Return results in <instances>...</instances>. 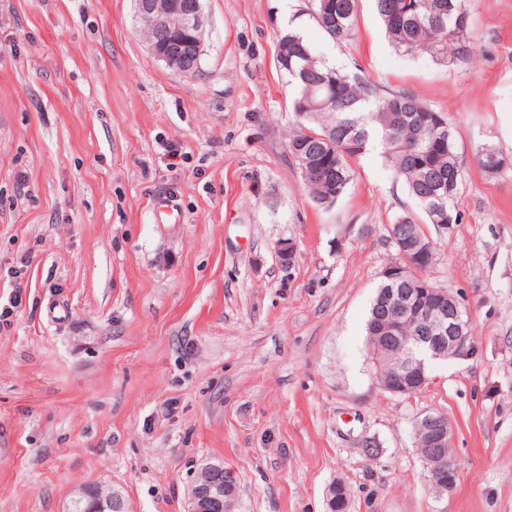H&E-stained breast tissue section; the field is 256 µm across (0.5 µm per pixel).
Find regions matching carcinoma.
Wrapping results in <instances>:
<instances>
[{
	"mask_svg": "<svg viewBox=\"0 0 512 512\" xmlns=\"http://www.w3.org/2000/svg\"><path fill=\"white\" fill-rule=\"evenodd\" d=\"M360 0H312V15L326 34L339 42L357 32ZM470 0H375L377 12L394 47L404 53L423 52L441 65L471 64L476 51L470 38ZM279 68L296 89L293 103L297 128L289 135L288 151L296 163L310 200L329 209L346 193L352 162L378 144L394 177L417 202L419 211H405L387 227L396 238L395 252L432 245L425 265L437 260V243L427 227L441 234L458 224L455 202L464 181L457 152L456 127L447 113L437 111L407 90L383 95L370 80L351 75L316 55L297 32L279 40ZM505 156L492 145L481 148L477 163L494 177L505 168ZM391 263L394 278H381L366 320L369 345L382 335L386 315L383 295L389 289L416 295V275Z\"/></svg>",
	"mask_w": 512,
	"mask_h": 512,
	"instance_id": "1",
	"label": "carcinoma"
}]
</instances>
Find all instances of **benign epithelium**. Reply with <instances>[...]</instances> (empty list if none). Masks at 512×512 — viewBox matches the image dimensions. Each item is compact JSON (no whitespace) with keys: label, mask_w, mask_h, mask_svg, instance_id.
<instances>
[{"label":"benign epithelium","mask_w":512,"mask_h":512,"mask_svg":"<svg viewBox=\"0 0 512 512\" xmlns=\"http://www.w3.org/2000/svg\"><path fill=\"white\" fill-rule=\"evenodd\" d=\"M140 17L153 34L149 41L152 53L173 70L190 74L195 59L199 58L203 44L187 42L183 36L200 29L205 15L191 0H138ZM405 269L421 280L424 304L418 310L410 308L409 295L400 292L394 298L389 330L400 332L407 325L417 326L422 335L416 337L425 353L422 359L399 363L394 377L380 382L389 393L411 397L424 390L430 383V367L439 360L466 355L474 342L469 331L467 312L456 296L448 295L445 288H437L424 277L427 267L419 258L402 255ZM416 371L420 383L416 386L404 380V374ZM424 425L425 443L415 447L428 448L424 456L425 479L438 490V497L454 492L459 469L454 458L446 456L444 448L453 442V429L448 418L438 412L419 417ZM228 480L224 462L207 461L200 465L187 494L186 512H230L234 493L224 491ZM88 500L89 512H131L124 497L115 489L100 484L82 486L72 498Z\"/></svg>","instance_id":"benign-epithelium-1"}]
</instances>
